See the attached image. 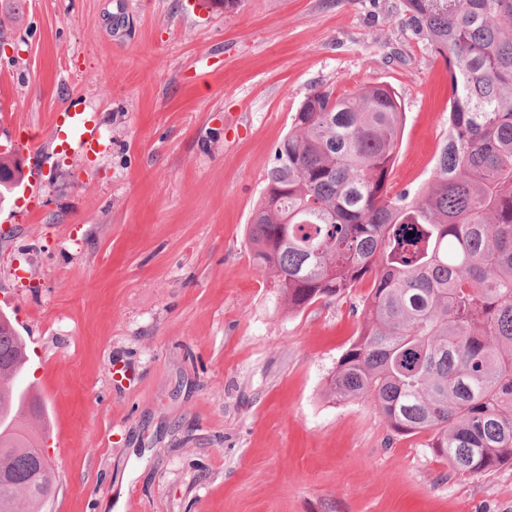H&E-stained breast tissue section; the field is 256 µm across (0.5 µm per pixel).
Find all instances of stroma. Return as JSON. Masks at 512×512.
I'll return each mask as SVG.
<instances>
[{
	"instance_id": "35a3bbf8",
	"label": "stroma",
	"mask_w": 512,
	"mask_h": 512,
	"mask_svg": "<svg viewBox=\"0 0 512 512\" xmlns=\"http://www.w3.org/2000/svg\"><path fill=\"white\" fill-rule=\"evenodd\" d=\"M0 39L25 181L0 205V311L66 437L45 443L46 512H512V466L449 475L427 435L330 397L370 282L291 314L252 259L274 147L316 87L392 85V189L428 181L452 85L404 0H23ZM72 100L108 153L57 154Z\"/></svg>"
}]
</instances>
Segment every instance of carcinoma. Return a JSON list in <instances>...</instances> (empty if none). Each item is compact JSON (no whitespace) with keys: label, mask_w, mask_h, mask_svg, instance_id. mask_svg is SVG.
<instances>
[{"label":"carcinoma","mask_w":512,"mask_h":512,"mask_svg":"<svg viewBox=\"0 0 512 512\" xmlns=\"http://www.w3.org/2000/svg\"><path fill=\"white\" fill-rule=\"evenodd\" d=\"M414 35L448 61V135L428 186L391 193L404 121L395 91L316 88L275 145L248 236L288 312L366 279L363 327L329 393L369 400L397 435L427 434L456 476L512 464V0H404ZM0 203L22 180L0 163ZM412 236H407V233ZM0 327V512H44L57 487L43 407Z\"/></svg>","instance_id":"cac0c4a2"}]
</instances>
